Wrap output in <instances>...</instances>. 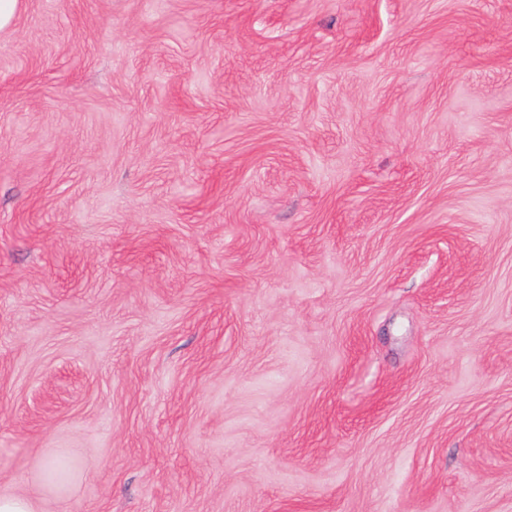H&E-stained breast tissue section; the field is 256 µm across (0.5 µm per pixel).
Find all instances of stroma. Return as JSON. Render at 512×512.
I'll use <instances>...</instances> for the list:
<instances>
[{
	"label": "stroma",
	"instance_id": "35a3bbf8",
	"mask_svg": "<svg viewBox=\"0 0 512 512\" xmlns=\"http://www.w3.org/2000/svg\"><path fill=\"white\" fill-rule=\"evenodd\" d=\"M0 493L512 512V0H22Z\"/></svg>",
	"mask_w": 512,
	"mask_h": 512
}]
</instances>
